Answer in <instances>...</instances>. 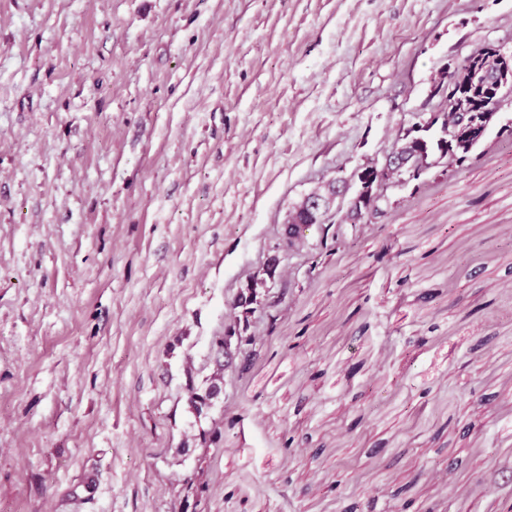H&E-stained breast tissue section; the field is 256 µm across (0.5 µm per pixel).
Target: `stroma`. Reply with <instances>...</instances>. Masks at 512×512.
<instances>
[{
	"label": "stroma",
	"instance_id": "35a3bbf8",
	"mask_svg": "<svg viewBox=\"0 0 512 512\" xmlns=\"http://www.w3.org/2000/svg\"><path fill=\"white\" fill-rule=\"evenodd\" d=\"M499 43L512 0H0V512H495L511 102L335 255L307 231L251 370L187 390L291 207Z\"/></svg>",
	"mask_w": 512,
	"mask_h": 512
}]
</instances>
